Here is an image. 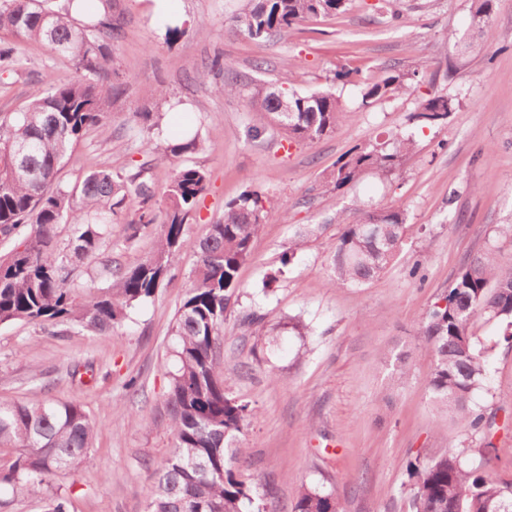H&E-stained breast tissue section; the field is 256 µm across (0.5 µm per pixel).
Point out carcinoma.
Here are the masks:
<instances>
[{
	"instance_id": "1",
	"label": "carcinoma",
	"mask_w": 512,
	"mask_h": 512,
	"mask_svg": "<svg viewBox=\"0 0 512 512\" xmlns=\"http://www.w3.org/2000/svg\"><path fill=\"white\" fill-rule=\"evenodd\" d=\"M73 0H0V30L15 44L0 48V69L22 68V45L38 43L73 62L76 77L57 84L45 76L42 94L16 112L0 113V243L11 245L0 257V324H75L110 336L122 326L127 308L155 293L175 277L184 251L197 256L190 289L173 327L177 369L172 376L167 415L173 436L170 453L153 470L154 483L145 512H263L233 460L245 452L241 436L254 409L229 395L222 371L224 320L239 305V268L250 256L253 239L274 213V201L246 190L228 202L207 234L190 240L184 227L209 191L203 167L173 169L162 194L144 178L149 162L136 172L107 167L86 170L74 185L59 173L68 152L90 133L112 136L113 102L126 81L112 69L109 42L121 38L120 19L110 0L84 21L72 16ZM347 0H244L233 29L250 39H265L313 19L336 16ZM494 0H469V22L448 41L467 53L492 28ZM415 66L390 68L377 79L341 66L332 82L358 87L370 107L407 94L424 83ZM456 96L428 93L409 121L438 127L459 106ZM269 123L249 126L253 138L270 127L295 142L312 143L333 132L343 112L329 89L301 93L276 86L252 104ZM161 113H132L139 151L161 162L203 149L199 135L157 144L150 133ZM412 137L395 134L375 146L356 147L337 161L326 182L340 189L370 171L389 179L414 150ZM356 218L340 219L331 245L334 278L330 285H362L382 274L397 255L409 228L407 210L389 205L354 208ZM70 234L58 245V230ZM124 225V241L145 234L157 239L154 255L129 267L112 264V225ZM94 267L104 286L78 295L75 280L82 266ZM484 317L500 328L512 347V259L490 247L470 256L448 289L426 311L414 347L432 353L433 401L466 431L484 433L485 417L473 394L486 380L485 356L473 341L472 322ZM266 315L243 314L244 335L253 334ZM95 423L77 399L38 403L0 401V493L28 496L59 474L93 465L90 454ZM410 512H512V482L498 479L491 449L474 466L463 453L407 461ZM292 512H342L336 494L303 488Z\"/></svg>"
}]
</instances>
